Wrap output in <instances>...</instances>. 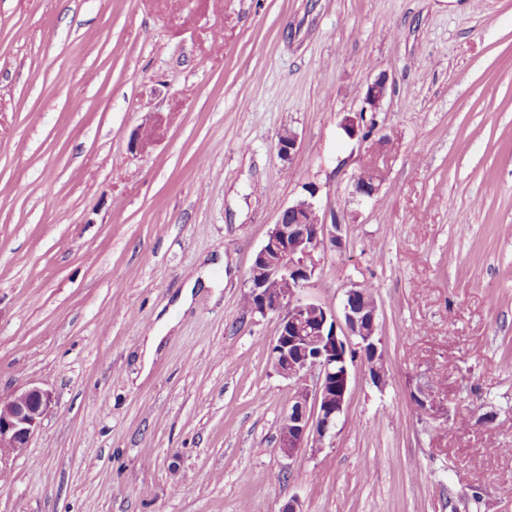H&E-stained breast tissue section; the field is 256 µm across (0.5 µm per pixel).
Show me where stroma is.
I'll return each mask as SVG.
<instances>
[{
    "label": "stroma",
    "mask_w": 512,
    "mask_h": 512,
    "mask_svg": "<svg viewBox=\"0 0 512 512\" xmlns=\"http://www.w3.org/2000/svg\"><path fill=\"white\" fill-rule=\"evenodd\" d=\"M381 74L358 207L340 123ZM311 187L344 247L301 296L371 286L387 382L354 367L290 460L277 320L244 297ZM29 384L54 403L0 512H512V0H0V395ZM389 141L388 137L383 136L368 150V159L375 175L369 177L363 167L358 174L353 176L351 181L353 198H359L360 201V199H372L379 194L383 183V173L390 158ZM176 324L175 321L169 318L168 314H165L163 318L156 324L155 328L150 331L148 336H146L145 342V361H146V369L148 368L150 362L155 356V353L160 346L163 337L167 333V331Z\"/></svg>",
    "instance_id": "stroma-1"
}]
</instances>
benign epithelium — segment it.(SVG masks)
I'll return each mask as SVG.
<instances>
[{
    "instance_id": "7a95c632",
    "label": "benign epithelium",
    "mask_w": 512,
    "mask_h": 512,
    "mask_svg": "<svg viewBox=\"0 0 512 512\" xmlns=\"http://www.w3.org/2000/svg\"><path fill=\"white\" fill-rule=\"evenodd\" d=\"M391 84L379 75L366 89L360 110L346 116L341 128L351 139L366 141L367 113L379 111ZM297 134L284 130L278 136L281 154L292 155ZM389 138L370 147L368 159L375 171L360 170L351 181L354 198L372 199L380 192L390 158ZM313 189L285 208L266 235L248 272L249 308L278 320L269 346V363L280 376L294 381V394L282 417L278 446L292 460L306 448L320 446L344 412L350 386L349 364L360 358L373 380L385 383L384 352L378 337V309L365 304L363 289L354 284L345 293L343 322L322 305L300 297L314 277L327 249L342 246V221L326 222L320 216ZM52 393L37 385L19 388L0 397V471L11 457L27 447L51 409Z\"/></svg>"
}]
</instances>
